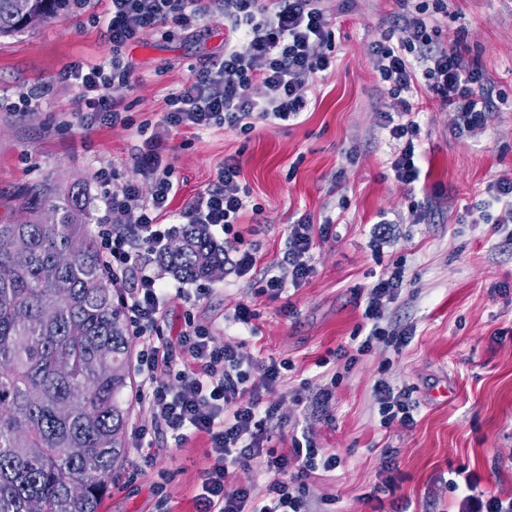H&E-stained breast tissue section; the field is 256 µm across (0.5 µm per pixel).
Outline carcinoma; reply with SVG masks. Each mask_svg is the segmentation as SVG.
<instances>
[{
    "label": "carcinoma",
    "mask_w": 512,
    "mask_h": 512,
    "mask_svg": "<svg viewBox=\"0 0 512 512\" xmlns=\"http://www.w3.org/2000/svg\"><path fill=\"white\" fill-rule=\"evenodd\" d=\"M65 0H0V36L53 17ZM85 185H31L0 224V512H97L122 462L132 351L85 219ZM51 210L56 222L42 215ZM158 264L181 281L224 271V248L184 224ZM56 309L47 320L45 307Z\"/></svg>",
    "instance_id": "cac0c4a2"
}]
</instances>
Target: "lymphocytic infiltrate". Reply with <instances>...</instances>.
Instances as JSON below:
<instances>
[{
  "label": "lymphocytic infiltrate",
  "instance_id": "f902f5d3",
  "mask_svg": "<svg viewBox=\"0 0 512 512\" xmlns=\"http://www.w3.org/2000/svg\"><path fill=\"white\" fill-rule=\"evenodd\" d=\"M105 34L119 48L148 30L162 29L172 19L193 15L221 16L229 24L222 56L202 64L196 78L169 99L165 128L208 127L224 124L243 133L257 121H289L307 110L316 78L336 69L332 46L334 10H350L355 0H110ZM402 9L397 28L381 34L370 48L374 68L394 111L380 114L383 130L399 151L391 160L396 180L410 185L420 169L419 111L414 92L424 91L441 107L454 112L457 133L487 127L494 101L479 69L467 64L459 43H437L432 17L423 7ZM63 80L81 90L78 109L87 121L117 123L122 108L115 91L130 88L132 70L120 55L109 64L75 63L64 70ZM166 139H150L134 161L153 183L150 196L128 184L105 196V213L98 223L97 239L104 262L127 311L131 336L140 343L137 373L139 399L152 414V430L137 431L183 442L205 436L209 465L201 474L195 512H305L308 480L318 471L340 467L336 452L317 447L311 439H293L289 451L271 447L273 433L284 430L280 405L264 400L282 377L276 360L253 362L241 345L216 344L209 333L186 323L176 342L157 334L158 321L169 290L147 267L144 254L162 245L168 230L158 219L166 214L178 187L171 166L164 163ZM240 166L225 160L215 181L190 203V223L230 231L245 209L239 183ZM328 225L313 226L309 218L290 225L286 249L276 267L262 277L268 290L281 295L286 287H301L314 272L315 237H327ZM401 263L373 282L363 295L362 317L367 332L357 351L366 354L373 343L406 347L409 328L385 327V310L396 300L404 283ZM174 375L176 385L159 382L158 371ZM381 427L393 422L411 425L416 404L410 393L388 382L374 387ZM259 468L268 476V495L251 498L248 486L231 485V469Z\"/></svg>",
  "mask_w": 512,
  "mask_h": 512
}]
</instances>
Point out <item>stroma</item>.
<instances>
[{
    "label": "stroma",
    "instance_id": "1",
    "mask_svg": "<svg viewBox=\"0 0 512 512\" xmlns=\"http://www.w3.org/2000/svg\"><path fill=\"white\" fill-rule=\"evenodd\" d=\"M434 14L437 39L460 41L469 64L481 67L500 94L485 131L457 135L455 116L420 97L421 176L404 185L390 169L394 142L379 123L392 100L373 68L371 43L393 26L397 0H358L333 20L336 70L320 79L316 100L290 122L265 120L247 134L225 125L182 128L166 145L179 192L163 223L181 225L189 201L215 180L227 159L240 166L249 194L234 234L213 230L226 256L252 251L258 268L239 274L225 266L206 281V295L190 282L164 276L171 294L159 323L175 339L186 314L208 326L217 344H242L258 361L288 365L273 394L290 433L307 435L342 457L335 471L309 481L308 512H472L465 472L483 498L512 499V223L474 224L468 218L488 184L512 179V0H446ZM108 0L63 9L26 32L0 38V224L12 222L27 186L86 185L93 215L103 212L98 170L108 188L135 183L150 194L133 156L161 132L166 101L194 79L200 64L222 55L229 34L223 18L169 25L125 44L132 87L124 91V123L84 128L79 90L62 81L71 64L107 63ZM32 95L28 109L21 94ZM425 210L415 222L413 213ZM329 224L317 239L314 273L301 287L272 295L259 271L285 249L288 227L302 217ZM393 233L382 253L370 244L374 224ZM402 262L405 282L389 304L390 323L414 329L402 351L377 345L346 362L362 323L360 288ZM250 305L252 329L235 324L238 304ZM294 315H287V305ZM410 389L415 422L379 426L376 381ZM332 383L326 409L313 395ZM272 439L275 448L291 445ZM201 435L179 444L157 438L150 449L125 448L120 468L98 512H195V494L208 466Z\"/></svg>",
    "mask_w": 512,
    "mask_h": 512
}]
</instances>
